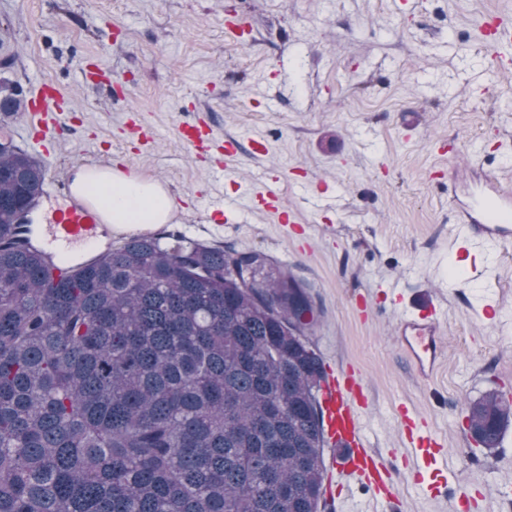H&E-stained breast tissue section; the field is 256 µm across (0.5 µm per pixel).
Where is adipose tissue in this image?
I'll list each match as a JSON object with an SVG mask.
<instances>
[{
	"label": "adipose tissue",
	"instance_id": "obj_1",
	"mask_svg": "<svg viewBox=\"0 0 512 512\" xmlns=\"http://www.w3.org/2000/svg\"><path fill=\"white\" fill-rule=\"evenodd\" d=\"M114 185L106 197V205L115 226L131 228L144 224L165 223L173 202L168 193L156 183L122 174H113Z\"/></svg>",
	"mask_w": 512,
	"mask_h": 512
}]
</instances>
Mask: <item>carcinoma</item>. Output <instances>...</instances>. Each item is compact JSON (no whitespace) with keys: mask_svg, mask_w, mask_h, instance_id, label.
<instances>
[{"mask_svg":"<svg viewBox=\"0 0 512 512\" xmlns=\"http://www.w3.org/2000/svg\"><path fill=\"white\" fill-rule=\"evenodd\" d=\"M0 81V112H17ZM45 169L0 149V512H321L326 375L307 286L262 253L136 236L60 278ZM496 448L512 400H467Z\"/></svg>","mask_w":512,"mask_h":512,"instance_id":"obj_1","label":"carcinoma"}]
</instances>
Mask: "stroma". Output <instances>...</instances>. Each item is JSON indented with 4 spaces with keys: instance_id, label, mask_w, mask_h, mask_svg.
<instances>
[{
    "instance_id": "stroma-1",
    "label": "stroma",
    "mask_w": 512,
    "mask_h": 512,
    "mask_svg": "<svg viewBox=\"0 0 512 512\" xmlns=\"http://www.w3.org/2000/svg\"><path fill=\"white\" fill-rule=\"evenodd\" d=\"M491 11L512 15V0H0V80L26 102L47 79L75 99L46 170L102 162L159 182L171 217L139 235L259 251L308 285L320 311L310 340L325 367L362 380L367 445L393 460L399 497L376 502L350 477L335 512H512V426L488 450L463 412L489 390L512 393V243L487 255L458 238L432 179L480 156L512 175V72L472 39ZM197 115L214 132L206 158L178 138ZM133 117L153 133L141 153L120 138ZM243 130L268 152L242 146L227 180L282 171L298 224L220 226L206 212L212 161ZM442 138L452 158L433 150ZM429 303L442 348L426 379L396 325ZM404 408L444 444L440 476L422 484Z\"/></svg>"
}]
</instances>
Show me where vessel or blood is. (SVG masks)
<instances>
[{
    "label": "vessel or blood",
    "mask_w": 512,
    "mask_h": 512,
    "mask_svg": "<svg viewBox=\"0 0 512 512\" xmlns=\"http://www.w3.org/2000/svg\"><path fill=\"white\" fill-rule=\"evenodd\" d=\"M478 45L489 49L500 67L512 64V19L490 14L477 29ZM71 106L70 95L51 81L41 84L29 114V137L33 147L45 148L56 141L61 116ZM180 140L199 152L213 140V130L199 118L178 128ZM448 199L454 205L458 233L475 248L503 245L512 240V179L483 162L467 169H448ZM259 181L264 190L251 182H237L236 190L250 199L252 212L277 216L280 223L293 221L282 202L274 172L263 171ZM258 181V182H259ZM46 215L40 227V249L54 273L68 271L75 258L93 259L102 234L111 232L106 212L97 196L75 191L70 179L48 177L43 195L34 207ZM399 342L421 376H431L436 367L441 343L440 317L435 310L402 319L397 329ZM360 381L350 376H329L320 393L323 428L328 443L339 446L343 454L339 471L359 474L373 496L387 503L397 499L393 467L368 448L358 411L364 403ZM405 438L416 457L429 459L442 451L439 440L418 426L409 413L401 415Z\"/></svg>",
    "instance_id": "1"
}]
</instances>
